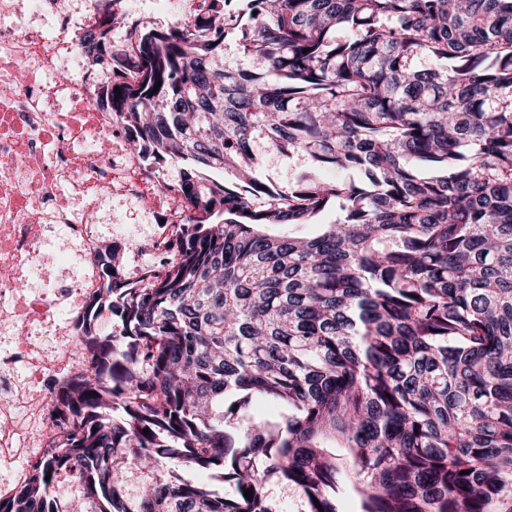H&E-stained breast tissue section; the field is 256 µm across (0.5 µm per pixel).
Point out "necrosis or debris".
<instances>
[{"instance_id":"obj_1","label":"necrosis or debris","mask_w":512,"mask_h":512,"mask_svg":"<svg viewBox=\"0 0 512 512\" xmlns=\"http://www.w3.org/2000/svg\"><path fill=\"white\" fill-rule=\"evenodd\" d=\"M77 0H0V461L53 447V393L91 356L77 337L102 286L96 227L112 200L111 112L90 100ZM60 20L55 37L39 21ZM41 291H34L35 283ZM28 375L17 380L18 368Z\"/></svg>"}]
</instances>
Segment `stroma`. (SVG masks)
Wrapping results in <instances>:
<instances>
[{"instance_id":"1","label":"stroma","mask_w":512,"mask_h":512,"mask_svg":"<svg viewBox=\"0 0 512 512\" xmlns=\"http://www.w3.org/2000/svg\"><path fill=\"white\" fill-rule=\"evenodd\" d=\"M204 7V0H180L177 11H170L166 0H112L111 10L119 17L109 39L113 46L131 45L144 27L165 29L193 24ZM258 175L282 188L294 185L310 171L311 160L302 153L283 155L256 141ZM131 151L121 128L112 130V241L123 254L122 278L139 281L143 272L164 267V254L154 248L162 233L175 229L179 217L160 197L179 178L168 163L131 160Z\"/></svg>"}]
</instances>
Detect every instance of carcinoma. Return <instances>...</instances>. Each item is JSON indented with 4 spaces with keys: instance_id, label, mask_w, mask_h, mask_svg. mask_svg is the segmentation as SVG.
<instances>
[{
    "instance_id": "cac0c4a2",
    "label": "carcinoma",
    "mask_w": 512,
    "mask_h": 512,
    "mask_svg": "<svg viewBox=\"0 0 512 512\" xmlns=\"http://www.w3.org/2000/svg\"><path fill=\"white\" fill-rule=\"evenodd\" d=\"M205 2L112 49L94 95L135 153L179 167L178 258L131 283L105 246L91 368L54 393L58 444L0 512H62L67 471L95 512H272L274 479L308 512L347 491L358 512H512V0ZM239 27L258 72L224 66ZM258 137L366 181L283 189L253 176ZM330 208L316 236L269 232ZM256 399L285 413L255 422ZM132 458L152 472L137 502ZM150 473H147L134 460H131L123 468L120 477L123 494L126 500H138L144 490L146 483L149 481Z\"/></svg>"
}]
</instances>
